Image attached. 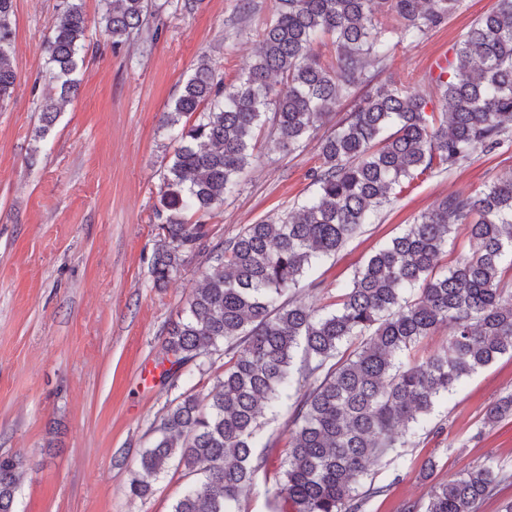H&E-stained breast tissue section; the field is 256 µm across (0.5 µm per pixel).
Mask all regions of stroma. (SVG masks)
<instances>
[{
    "label": "stroma",
    "mask_w": 512,
    "mask_h": 512,
    "mask_svg": "<svg viewBox=\"0 0 512 512\" xmlns=\"http://www.w3.org/2000/svg\"><path fill=\"white\" fill-rule=\"evenodd\" d=\"M154 4L150 29L116 51L101 21L112 0H83L88 30L79 95L41 141L38 108L52 84L44 45L62 0H14L18 78L0 105V456L23 462L15 512H171L190 482L183 468L170 465L145 499L130 495V482L167 410L187 394L206 399L225 358L214 354L152 388L142 386L140 369L161 362L169 330L225 242L310 196L319 142L350 109L338 106L290 153L259 135L238 190L202 216L207 237L157 286L156 209L175 148L162 115L200 57H209L228 83L247 70L276 2L252 0L245 12L240 0H201L189 13L167 0ZM495 4L461 0L426 37L400 44L373 86L407 80L435 99L432 62L452 56L474 20ZM509 173L512 141L415 180L318 264L315 287L296 290V299L328 310L373 252L448 193L473 192ZM510 392L507 355L464 378L414 429L408 447L374 465L371 479L385 493L366 512H400L406 501H426L434 483L489 462L512 472V420L483 423L488 405ZM291 412L283 402L265 426L258 451L267 466L244 489L240 512H282L275 493Z\"/></svg>",
    "instance_id": "obj_1"
}]
</instances>
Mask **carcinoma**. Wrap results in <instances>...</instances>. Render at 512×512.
<instances>
[{"label": "carcinoma", "mask_w": 512, "mask_h": 512, "mask_svg": "<svg viewBox=\"0 0 512 512\" xmlns=\"http://www.w3.org/2000/svg\"><path fill=\"white\" fill-rule=\"evenodd\" d=\"M14 0H0V104L17 79L12 60ZM151 0H112L101 17L119 47L152 15ZM460 0H278L259 34L249 71L227 84L202 57L182 85L164 126L176 143L163 173L152 274L164 284L207 235L185 214L224 205L250 165L263 114L272 113L274 147L293 152L336 105L352 98L370 70L386 65L395 44H413L441 25ZM395 20L382 34L376 13ZM82 0H63L46 42L57 93L40 105L43 139L78 90L74 73L85 50ZM336 62L313 53L321 38ZM438 111L401 84L354 104L320 144L314 191L296 209L247 225L225 242L217 266L187 301L168 332L171 375L224 351V374L207 402L188 394L168 409L159 435L144 449L141 474L129 486L143 499L149 479L172 462L191 483L171 512H238L242 490L265 467L256 453L267 413L293 400L294 426L283 462L292 512H365L387 488L369 484L374 466L405 446L435 403L460 381L512 355V293L500 288L512 268V174L478 192L454 191L372 254L343 288L336 307L320 313L290 292L322 259L372 223L392 194L435 170L449 172L478 149L501 147L512 130V0H497L455 48L434 79ZM478 242L445 270L441 255L457 225ZM449 323L443 350L421 361L407 354ZM300 364H295L296 357ZM512 419V392L490 404L484 423ZM17 457H0V512H14ZM512 473L485 465L431 487L426 505L401 512H479Z\"/></svg>", "instance_id": "carcinoma-1"}]
</instances>
